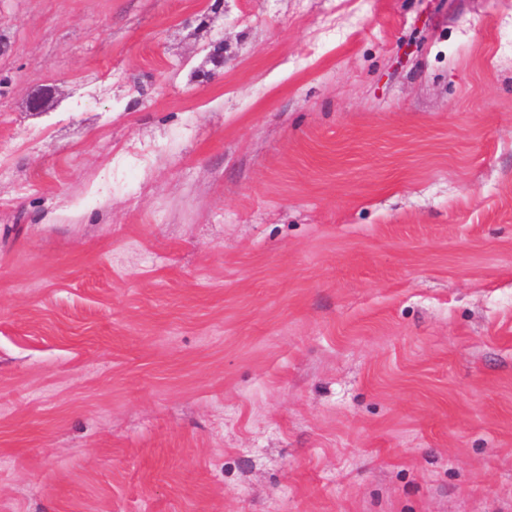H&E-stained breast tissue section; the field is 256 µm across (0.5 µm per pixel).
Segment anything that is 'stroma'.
Returning a JSON list of instances; mask_svg holds the SVG:
<instances>
[{
    "instance_id": "1",
    "label": "stroma",
    "mask_w": 512,
    "mask_h": 512,
    "mask_svg": "<svg viewBox=\"0 0 512 512\" xmlns=\"http://www.w3.org/2000/svg\"><path fill=\"white\" fill-rule=\"evenodd\" d=\"M1 41L0 512H512V0Z\"/></svg>"
}]
</instances>
